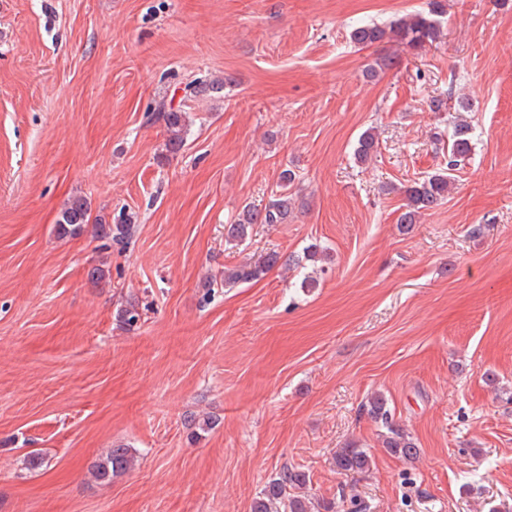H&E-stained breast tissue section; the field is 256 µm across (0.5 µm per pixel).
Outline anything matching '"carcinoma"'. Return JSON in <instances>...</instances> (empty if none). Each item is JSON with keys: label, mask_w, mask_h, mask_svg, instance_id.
Instances as JSON below:
<instances>
[{"label": "carcinoma", "mask_w": 512, "mask_h": 512, "mask_svg": "<svg viewBox=\"0 0 512 512\" xmlns=\"http://www.w3.org/2000/svg\"><path fill=\"white\" fill-rule=\"evenodd\" d=\"M444 14L441 0H432L429 12L407 13L385 26L366 23L351 32V40L361 47H370L387 41L397 45L403 44L413 50H420L437 41L441 34L439 17ZM226 81L220 79L195 78L185 83L182 102L200 98L224 97ZM150 120L164 125L168 132L166 151L177 154L185 145L186 112L182 107H173L162 100L153 109ZM474 127L465 122H456L448 143V163L444 168L426 175L423 179L401 188L406 203L405 211L398 218L403 231L410 229L419 217L447 199L453 181V171L468 158L471 152V139ZM379 139L374 129L363 131L354 148V158L366 165L378 151ZM295 175L285 169L279 175L278 191L273 199L262 209L244 206L235 222L228 225L227 236L232 239H244L254 224H284L296 208L297 197L292 192ZM90 206L83 197H75L61 210L54 231L57 237L66 239L81 235L87 226H93L94 237L105 240L102 248L112 245L124 247L133 234L134 224L131 216L118 215L111 223L97 221L90 224ZM281 261L277 252L268 253L257 259H248L233 267L224 269L220 285H237L257 282L269 270ZM141 313L135 308H120L116 320L131 329L138 324ZM361 411L381 428L385 429L383 445L387 452L402 460L417 458L419 448L405 429L396 421L395 414L388 406V400L381 393H374L362 404ZM134 464V455L126 447H115L106 458L93 465L92 474L99 481H110L125 474ZM336 469L345 475H363L371 466L367 453L354 444L340 449L335 458ZM310 482V476L296 467H285L272 476L254 498L251 512H339V504L350 502V512H364L365 506L356 497L340 494L339 500H313L299 493Z\"/></svg>", "instance_id": "carcinoma-1"}]
</instances>
